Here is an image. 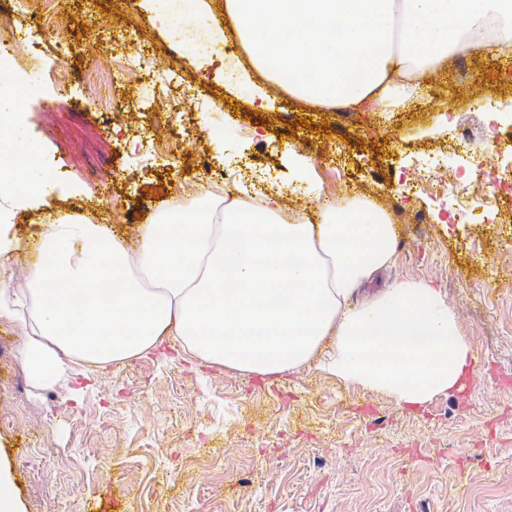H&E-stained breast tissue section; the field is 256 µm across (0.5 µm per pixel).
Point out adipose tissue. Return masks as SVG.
<instances>
[{"label":"adipose tissue","mask_w":512,"mask_h":512,"mask_svg":"<svg viewBox=\"0 0 512 512\" xmlns=\"http://www.w3.org/2000/svg\"><path fill=\"white\" fill-rule=\"evenodd\" d=\"M224 13L253 70L322 109L379 101L398 111L464 47L512 56V0H224ZM19 148L23 166L11 161ZM40 156L0 125V196L20 208L39 200L52 183ZM279 199L172 203L141 225L133 251L107 225L50 219L23 288L7 275L13 217L0 212V319L26 331L18 359L31 388L171 341L271 381L313 365L411 409L462 389L473 349L440 289L400 280L355 300L394 261L386 212L347 203L320 224L288 221Z\"/></svg>","instance_id":"adipose-tissue-1"}]
</instances>
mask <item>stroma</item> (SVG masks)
<instances>
[{"label": "stroma", "instance_id": "stroma-1", "mask_svg": "<svg viewBox=\"0 0 512 512\" xmlns=\"http://www.w3.org/2000/svg\"><path fill=\"white\" fill-rule=\"evenodd\" d=\"M11 4L0 0V38L37 96L6 126L37 142L54 174L44 205L16 216L14 287L48 216L108 225L133 248L173 201L203 208L209 178L241 173L238 196L266 168L283 209L313 223L322 202L354 197L391 214L395 260L364 293L432 283L476 358L468 387L416 411L313 366L267 384L167 344L35 391L17 361L25 332L0 319V470L20 512H512V197L486 195L487 218L463 224L423 184L431 169L454 181L467 161L445 115L477 132L492 103L512 126V60L466 49L407 110L322 112L260 77L239 80L227 66L242 54L235 41L194 68L191 46L140 0ZM136 54L148 70L127 71ZM159 73L171 81L156 94ZM298 157L318 196L289 191Z\"/></svg>", "mask_w": 512, "mask_h": 512}]
</instances>
